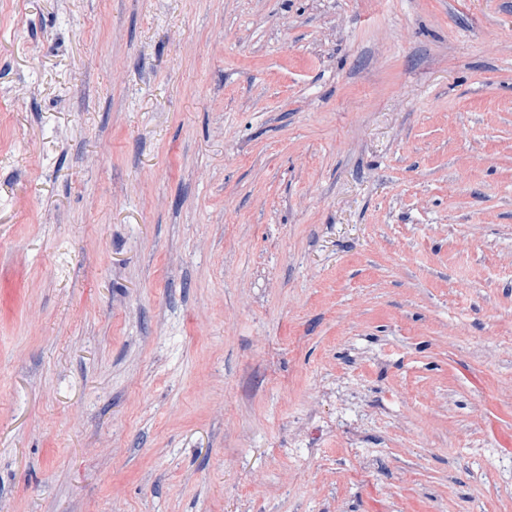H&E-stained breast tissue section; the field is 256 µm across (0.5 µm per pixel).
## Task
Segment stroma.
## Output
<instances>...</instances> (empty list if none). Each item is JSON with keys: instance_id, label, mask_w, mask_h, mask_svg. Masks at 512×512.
<instances>
[{"instance_id": "stroma-1", "label": "stroma", "mask_w": 512, "mask_h": 512, "mask_svg": "<svg viewBox=\"0 0 512 512\" xmlns=\"http://www.w3.org/2000/svg\"><path fill=\"white\" fill-rule=\"evenodd\" d=\"M0 512H512V0H0Z\"/></svg>"}]
</instances>
